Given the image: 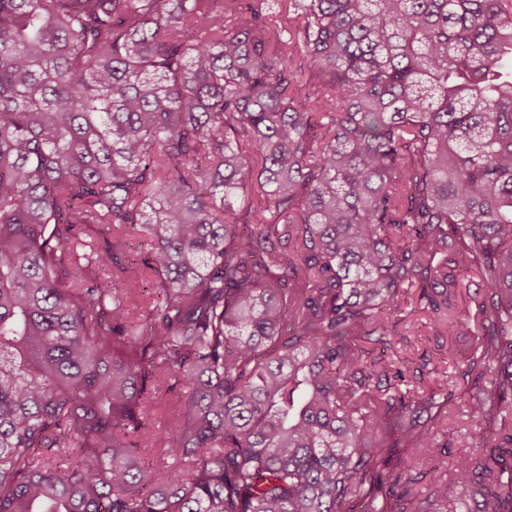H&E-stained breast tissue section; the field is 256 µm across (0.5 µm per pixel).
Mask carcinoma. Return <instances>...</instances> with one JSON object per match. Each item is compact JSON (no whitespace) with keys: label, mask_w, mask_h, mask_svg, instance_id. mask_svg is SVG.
<instances>
[{"label":"carcinoma","mask_w":512,"mask_h":512,"mask_svg":"<svg viewBox=\"0 0 512 512\" xmlns=\"http://www.w3.org/2000/svg\"><path fill=\"white\" fill-rule=\"evenodd\" d=\"M458 270L512 512V0H0V512H471L384 490L451 426L358 352ZM459 278L462 279L465 283H469L473 281L470 285L471 288H458L455 298L453 299V307L450 310L453 314H463L470 306L471 298L476 296L477 290L480 292L483 291V288H478L481 286L479 279L476 275L472 273H460Z\"/></svg>","instance_id":"1"}]
</instances>
